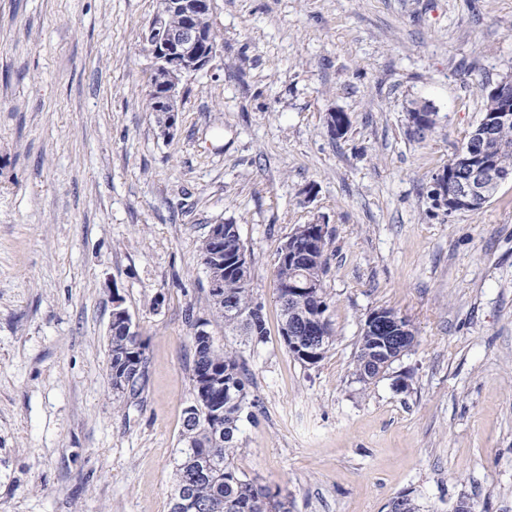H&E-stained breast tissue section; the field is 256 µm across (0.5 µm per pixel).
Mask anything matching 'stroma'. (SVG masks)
<instances>
[{
	"label": "stroma",
	"mask_w": 512,
	"mask_h": 512,
	"mask_svg": "<svg viewBox=\"0 0 512 512\" xmlns=\"http://www.w3.org/2000/svg\"><path fill=\"white\" fill-rule=\"evenodd\" d=\"M156 0H0V512H169L198 322L259 404L235 458L292 512H512V180L479 210L429 195L512 80V0H215L209 67L163 135L143 101ZM425 101L436 124L411 133ZM350 116L343 136L328 113ZM236 224L264 343L214 322L199 245ZM325 227L334 342L281 335L274 262ZM121 297L146 344L115 397ZM390 308L413 347L369 383L353 355ZM114 299L115 310L109 324L112 391L118 397L135 400L141 395L147 379L145 345L138 333L137 336H129L120 321L113 322L114 317L119 316L130 334L137 332L130 314L121 307V300L118 297ZM300 332V328L295 326L294 324H288V327L285 326L283 330V336H286L288 339V349L289 351H296L297 355L307 361L315 360L320 354L319 351V343L317 339L312 336L308 339L305 344L302 346L299 342H297L296 337Z\"/></svg>",
	"instance_id": "1"
}]
</instances>
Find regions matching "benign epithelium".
I'll list each match as a JSON object with an SVG mask.
<instances>
[{"label": "benign epithelium", "instance_id": "1", "mask_svg": "<svg viewBox=\"0 0 512 512\" xmlns=\"http://www.w3.org/2000/svg\"><path fill=\"white\" fill-rule=\"evenodd\" d=\"M214 9V0H158V7L142 34L143 44L153 58V73L166 74L167 84L159 93L157 107L166 112L169 119L160 125L163 133L168 134L174 128L176 116L180 112L179 102L182 98V81L185 76L204 70L213 59L216 48L209 28L210 17ZM177 13L183 18V24L172 27L168 15ZM496 98L493 109L485 113L476 130L469 134L473 150L491 137L497 126L512 120V83L505 80L492 91ZM411 127L428 132L434 114L426 110L411 107L408 113ZM465 167L463 176L451 183H440L437 198L451 204H472L488 198L490 189L498 181V173L489 161H474L472 155H461ZM224 256V264L231 270H243L249 266L244 250L232 255H224V250L217 251L216 256ZM364 330L372 338L377 357L383 360L379 374L398 359L409 342V325L401 322L394 315L382 316L372 314ZM300 328L290 324L284 328L283 335L288 339V349L307 361L315 360L320 354L316 338L308 339L305 344L296 340Z\"/></svg>", "mask_w": 512, "mask_h": 512}]
</instances>
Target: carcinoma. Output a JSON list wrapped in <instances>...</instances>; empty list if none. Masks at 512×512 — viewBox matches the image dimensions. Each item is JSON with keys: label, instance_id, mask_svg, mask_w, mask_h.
<instances>
[{"label": "carcinoma", "instance_id": "cac0c4a2", "mask_svg": "<svg viewBox=\"0 0 512 512\" xmlns=\"http://www.w3.org/2000/svg\"><path fill=\"white\" fill-rule=\"evenodd\" d=\"M485 158L501 174V181L512 179V123L496 130ZM327 242L313 246L303 226H297L280 246L309 258L300 264L277 262L276 281L280 284L308 280L318 285L314 294H300L281 303V321L295 323L327 312L323 279L327 273ZM216 243L206 235L199 252L210 278L222 284L220 293L207 292L212 315L227 327L238 328L256 344L265 341L267 327L262 307L253 299L252 269L229 270L212 255ZM192 393L199 409L209 419L184 416L174 465V493L170 512H290L288 501L279 492L247 478L235 466L239 452L240 424L253 417L255 401L250 399V377L236 353L217 347L211 336H193ZM112 360V391L117 396L137 399L146 383L145 345L140 336H130L121 322L112 324L109 341ZM373 355L370 339L360 336L353 356L358 381L374 380L369 372Z\"/></svg>", "mask_w": 512, "mask_h": 512}]
</instances>
